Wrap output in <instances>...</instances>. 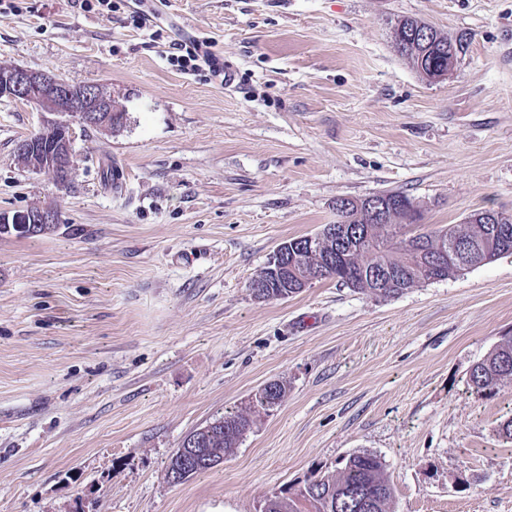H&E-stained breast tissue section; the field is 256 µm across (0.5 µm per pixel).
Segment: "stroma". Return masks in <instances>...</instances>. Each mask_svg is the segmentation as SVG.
Returning <instances> with one entry per match:
<instances>
[{
	"mask_svg": "<svg viewBox=\"0 0 512 512\" xmlns=\"http://www.w3.org/2000/svg\"><path fill=\"white\" fill-rule=\"evenodd\" d=\"M20 5L0 17V65L98 83L128 120L73 125L62 187L18 163L40 117L0 98V212L57 216L0 236V512H260L360 450L384 459L392 512H512V383L466 386L512 335V255L395 298L249 288L341 197L405 193L431 229L512 214V0ZM404 17L461 40L446 79L396 53ZM189 37L235 66L233 87L168 64ZM274 380L284 401L223 464L168 483L189 431Z\"/></svg>",
	"mask_w": 512,
	"mask_h": 512,
	"instance_id": "35a3bbf8",
	"label": "stroma"
}]
</instances>
